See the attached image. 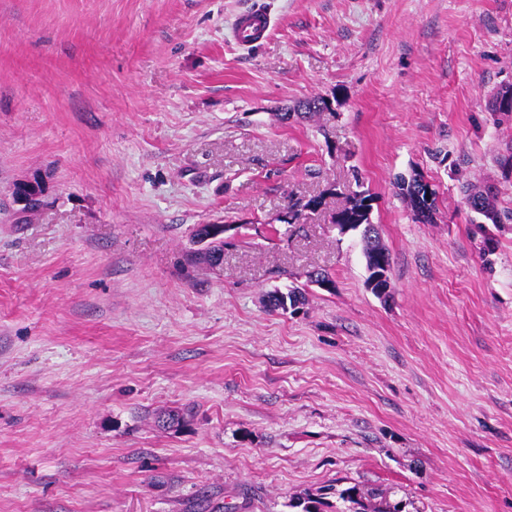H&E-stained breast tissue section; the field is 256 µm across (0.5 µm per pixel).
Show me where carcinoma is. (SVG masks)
Returning <instances> with one entry per match:
<instances>
[{"label": "carcinoma", "mask_w": 512, "mask_h": 512, "mask_svg": "<svg viewBox=\"0 0 512 512\" xmlns=\"http://www.w3.org/2000/svg\"><path fill=\"white\" fill-rule=\"evenodd\" d=\"M329 109L327 99L312 96L298 102L293 110L282 114V119L288 121L296 118H312ZM487 111L494 114L509 116L512 114V86H505L494 94L489 101ZM422 176L415 175L409 180H400L398 188L401 195L408 201L413 211L426 210L433 215L436 211V198L426 199L418 195ZM464 198L470 208L483 219L485 224H497L501 217L496 206V193L472 183L463 186ZM372 197L360 191L350 197L345 207L339 210V215L348 223L361 228L364 243L366 269L372 270L374 262L380 257L391 258L389 250L380 241L377 229L367 230L372 224ZM322 204L321 199L312 198L307 201L297 199L290 201L286 210L288 218H279L281 222L300 223L302 211L316 209ZM306 301L305 293L300 288H289L282 291L275 288L267 295L266 307L270 311L288 309L297 310ZM191 416V408L183 407L160 413L156 417L158 427L162 429L179 427ZM412 502L397 492L381 487H371L360 483H350L341 488L327 487V490H305L293 496L288 507L293 512H410Z\"/></svg>", "instance_id": "cac0c4a2"}]
</instances>
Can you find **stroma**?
Here are the masks:
<instances>
[{"label": "stroma", "mask_w": 512, "mask_h": 512, "mask_svg": "<svg viewBox=\"0 0 512 512\" xmlns=\"http://www.w3.org/2000/svg\"><path fill=\"white\" fill-rule=\"evenodd\" d=\"M255 3L275 25L245 48ZM509 83L512 0H0V512H288L339 479L512 512ZM416 174L430 224L396 186ZM360 189L385 301L328 221ZM220 220L222 267L187 264ZM289 286L302 309L268 311ZM328 109L329 104L327 99L321 96H312L299 101L293 109H290V112H284L282 119L288 121L294 117L303 119L312 118ZM13 194L16 201L23 206L22 209L29 211L41 203L42 194L36 183L22 182L14 187ZM462 188L467 204L483 219L478 224H498L500 222L501 217L496 206V193L489 188H482L472 183L463 185Z\"/></svg>", "instance_id": "35a3bbf8"}]
</instances>
